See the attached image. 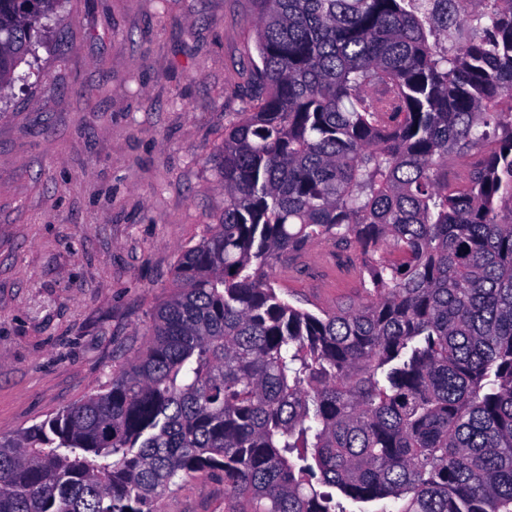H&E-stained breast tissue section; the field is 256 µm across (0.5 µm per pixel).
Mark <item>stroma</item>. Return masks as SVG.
<instances>
[{"label": "stroma", "instance_id": "35a3bbf8", "mask_svg": "<svg viewBox=\"0 0 512 512\" xmlns=\"http://www.w3.org/2000/svg\"><path fill=\"white\" fill-rule=\"evenodd\" d=\"M254 0H65L0 92V438L102 390L145 350L177 256L224 211L212 158L246 107ZM358 251L284 255L312 312L363 297ZM200 475L159 512H230Z\"/></svg>", "mask_w": 512, "mask_h": 512}]
</instances>
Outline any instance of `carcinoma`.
Masks as SVG:
<instances>
[{
    "label": "carcinoma",
    "instance_id": "carcinoma-1",
    "mask_svg": "<svg viewBox=\"0 0 512 512\" xmlns=\"http://www.w3.org/2000/svg\"><path fill=\"white\" fill-rule=\"evenodd\" d=\"M59 2L0 0V89ZM471 2L256 0L224 213L145 352L0 440V512H156L216 472L231 512H512V0ZM318 239L359 251L358 304L277 294Z\"/></svg>",
    "mask_w": 512,
    "mask_h": 512
}]
</instances>
